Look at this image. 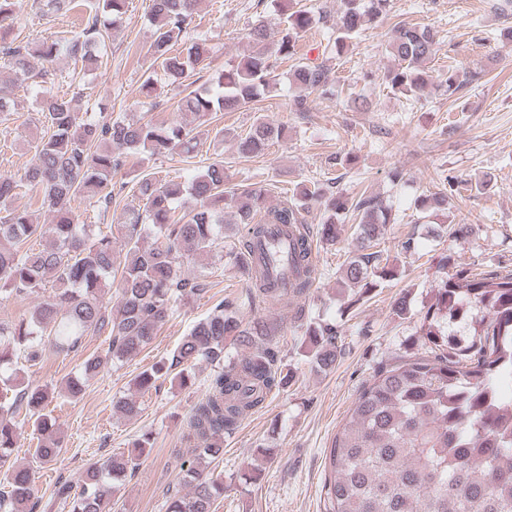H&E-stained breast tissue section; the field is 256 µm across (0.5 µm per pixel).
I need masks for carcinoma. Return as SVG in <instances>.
Instances as JSON below:
<instances>
[{
	"label": "carcinoma",
	"instance_id": "carcinoma-1",
	"mask_svg": "<svg viewBox=\"0 0 512 512\" xmlns=\"http://www.w3.org/2000/svg\"><path fill=\"white\" fill-rule=\"evenodd\" d=\"M17 0H0V31L11 27ZM391 0H344L315 64L298 61L289 73L292 107L309 111L308 95L325 85L329 56L352 50L365 26L390 11ZM200 0H152L154 22L151 51L154 61L172 82L196 75L209 54L204 42L186 43L189 21ZM83 35L66 42L65 50L82 67L101 62L98 45L112 37L126 14V0H92ZM278 31L274 53L285 59L298 54L299 34L316 24L302 10L287 14ZM437 32L428 25H401L393 30L388 51L396 64L385 75L394 91L420 98L431 83L427 64L437 52ZM58 42L0 46V57L14 74L13 86L29 79L30 58L53 64ZM217 92L190 91L179 109L200 118L212 112H234L281 90V80L268 50L259 48L218 74ZM40 110L47 131L35 146L34 160L16 177L0 176V297L49 289L31 317L16 323L0 322V467L5 468L8 491L0 496V512H27L33 494V469L9 460L20 412L34 419L37 431L52 430L45 413L52 392L46 386L16 390L19 359L34 363L50 344L60 352L82 347L88 336L106 335L105 355L93 353L82 363L80 376L65 383L75 398L86 382L110 362H121L148 346L157 328L169 317L171 304L206 292L199 278L183 276L184 262L210 254L226 255L244 275L247 286L240 297L217 305L197 322L171 357L160 360L138 376L136 385L148 390L178 371L181 383L187 369L202 362H224L211 380L206 398L192 410L177 449L184 495L167 501L166 512H213L224 484L207 471L209 461L224 453V434L233 431L267 394L284 387L283 373L272 337L277 326L266 312L277 307L304 322L298 301L309 295L317 269L312 259L311 231L303 213L323 210L317 234L336 242L339 217L352 212L355 225L351 256L341 280L369 293L378 282L394 276L395 268L381 264L373 250L380 227L394 223L392 205L378 194L352 198L329 192L320 184L304 185L286 202L267 205V189L256 183L228 185L221 163H212L188 183H159L150 174L139 177L131 190L146 200L142 211H130L120 222L124 252L116 251L112 231L98 224L74 221L71 203L83 195L104 206L112 204V177L126 166L128 155L140 150L153 154L192 157L196 142L180 124L124 121L104 116L79 117L66 96L43 97ZM15 111L12 86L0 83V122ZM284 136V129L262 119L240 136L238 152L257 155ZM449 193L434 192L415 200L422 217L448 209L459 183L446 180ZM39 189L41 206L52 223L36 224L29 212L12 206L26 187ZM186 221L174 218L177 205ZM247 227L242 239L224 235V225ZM288 228L293 250L288 252L294 276L288 287L279 285L261 264H253L255 249L271 226ZM155 244L145 247V235ZM44 241L39 249L28 246ZM116 284L119 300H105L107 281ZM307 356L319 370L332 369L338 357L336 325L307 324ZM419 336L431 354L401 359L380 370L356 398L350 415L329 450L324 488L331 512H512V401L500 395L501 381L512 377V270L479 276L465 268L446 276L434 289L433 302L420 317ZM249 349L243 357L225 360L226 345ZM115 412L134 417L137 401L130 397L113 403ZM151 447L142 436L134 452L91 463L77 479L79 492L65 481L55 497L70 512H111L103 478L123 479ZM62 451L59 441L41 440L32 453L35 463L53 462Z\"/></svg>",
	"mask_w": 512,
	"mask_h": 512
}]
</instances>
